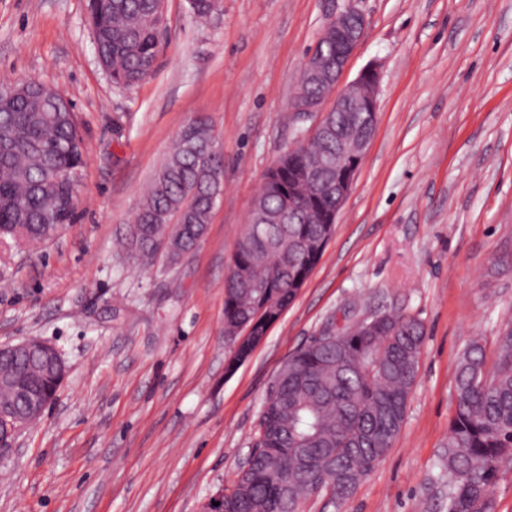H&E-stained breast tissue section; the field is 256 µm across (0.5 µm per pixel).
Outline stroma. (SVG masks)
<instances>
[{
	"label": "stroma",
	"mask_w": 512,
	"mask_h": 512,
	"mask_svg": "<svg viewBox=\"0 0 512 512\" xmlns=\"http://www.w3.org/2000/svg\"><path fill=\"white\" fill-rule=\"evenodd\" d=\"M347 0H221L207 24L166 0L155 68L133 87L100 66L88 0H0V86L71 100L85 165L59 238L0 248V343L39 337L67 376L0 452V512H200L230 487L282 362L328 324L397 309L426 330L404 424L338 503L303 512H447L441 461L455 367L494 358L512 325V0H358L378 121L333 237L295 301L226 373L224 279L262 178L305 124L289 103L309 50ZM220 133L224 188L178 263L132 268L117 245L190 120Z\"/></svg>",
	"instance_id": "35a3bbf8"
}]
</instances>
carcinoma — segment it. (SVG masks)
<instances>
[{"instance_id":"1","label":"carcinoma","mask_w":512,"mask_h":512,"mask_svg":"<svg viewBox=\"0 0 512 512\" xmlns=\"http://www.w3.org/2000/svg\"><path fill=\"white\" fill-rule=\"evenodd\" d=\"M98 58L112 81L126 87L154 69L166 17L163 0H90ZM7 111H0V237L15 243L53 239L72 221L69 202L77 179L54 181V170L78 171L83 143L77 116L63 94L52 101L26 82ZM328 141L284 151L267 170L268 183L249 216L224 281V323L247 320L257 305L274 300L286 308L296 281L322 258L336 201L320 192L311 211L288 214V179L306 151ZM224 186V152L213 124L198 117L175 139L154 172L129 225L128 244L142 265L161 253L174 263L192 252L205 234ZM246 269L250 279L240 277ZM367 323L310 340L288 356V372L275 377L276 390L263 403L258 435L264 437L236 490L224 496L223 512H301L323 480L348 499L382 460L406 418L424 342L422 323L397 310L378 312ZM22 370L48 395L57 379L36 359L19 356L0 366ZM456 410L448 427V512H494V486L501 468L512 465V327L497 337L493 368L484 346L471 341L455 370Z\"/></svg>"}]
</instances>
